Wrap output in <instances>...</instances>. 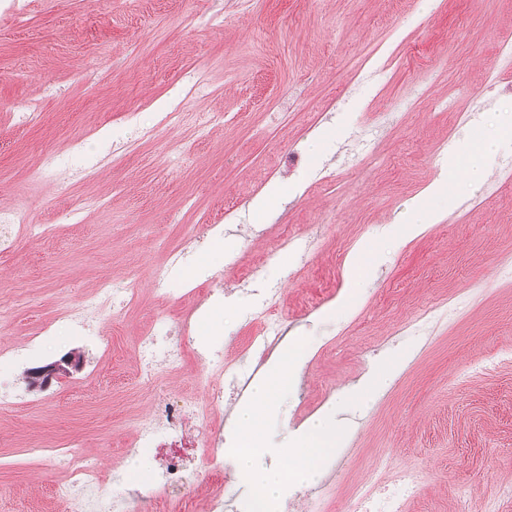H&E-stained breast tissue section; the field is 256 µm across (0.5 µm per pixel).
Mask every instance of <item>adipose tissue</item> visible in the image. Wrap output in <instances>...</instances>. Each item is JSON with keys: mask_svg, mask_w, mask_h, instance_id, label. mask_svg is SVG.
<instances>
[{"mask_svg": "<svg viewBox=\"0 0 512 512\" xmlns=\"http://www.w3.org/2000/svg\"><path fill=\"white\" fill-rule=\"evenodd\" d=\"M449 191L446 179L438 178L430 182L414 199L413 208L423 216L421 222L408 226L397 224L381 225L377 231L379 237L392 238L400 236H417L428 226L438 223L441 215L431 209V199L443 196ZM288 386L284 368L276 370L273 383H259L253 388V406L243 408L239 414L242 425V438L238 448L233 451L235 463L242 474L248 475L265 499L275 500L289 481L298 478L301 463H315L331 452L338 438L335 425L329 418L322 417L312 421L303 435L302 448L284 449L282 460L277 468L258 471L254 468L256 458L263 455V442L254 431V422L261 411L280 409V394Z\"/></svg>", "mask_w": 512, "mask_h": 512, "instance_id": "adipose-tissue-1", "label": "adipose tissue"}]
</instances>
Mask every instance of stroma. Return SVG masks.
Wrapping results in <instances>:
<instances>
[{"label":"stroma","mask_w":512,"mask_h":512,"mask_svg":"<svg viewBox=\"0 0 512 512\" xmlns=\"http://www.w3.org/2000/svg\"><path fill=\"white\" fill-rule=\"evenodd\" d=\"M512 40V0H16L0 9V211L43 236L0 256V361L22 399L0 408V512H63L49 496L65 473L35 456L73 446L137 486L134 421L155 395L140 379L137 340L164 316L177 325L203 278L224 305L194 328L249 371L246 315L274 296L291 349L280 414L261 419L258 467L281 460L324 412L342 427L334 451L299 488L324 490L320 512H344L360 482L388 483L414 464L425 475L408 512H512V193L498 186L512 141L479 157L476 188L453 182L432 201L443 219L412 238L413 199L447 175L449 153L474 131L512 123V95L490 88L498 44ZM174 99L178 122L155 104ZM33 104L39 126L19 122ZM110 132L98 139L99 130ZM183 147L180 161L168 149ZM64 162L52 177L37 171ZM286 193L269 213L253 200L270 181ZM96 200L73 211L71 200ZM238 212L222 236L204 225ZM306 240L281 249L285 230ZM196 246L168 296L154 268ZM372 244L370 274L347 258ZM205 275H197L199 267ZM105 276L139 288V305L78 332L60 321ZM351 296L354 309L337 307ZM427 316L422 330L412 326ZM79 350L83 370L43 392L23 371ZM397 372L365 397L354 385L383 359ZM243 397H225L194 427L186 488L207 512L202 448L237 434Z\"/></svg>","instance_id":"obj_1"}]
</instances>
